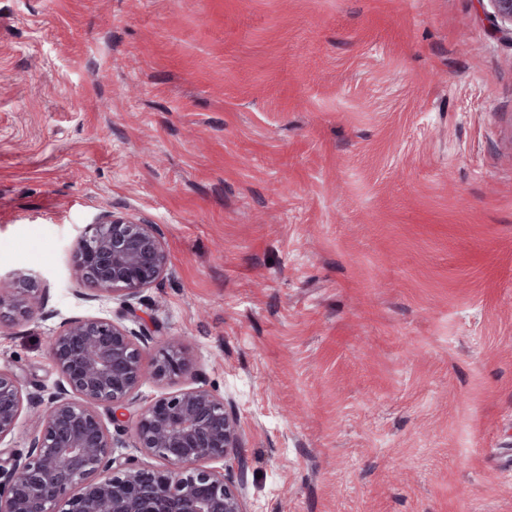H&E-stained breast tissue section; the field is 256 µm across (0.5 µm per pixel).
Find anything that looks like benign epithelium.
I'll return each mask as SVG.
<instances>
[{"instance_id": "7a95c632", "label": "benign epithelium", "mask_w": 512, "mask_h": 512, "mask_svg": "<svg viewBox=\"0 0 512 512\" xmlns=\"http://www.w3.org/2000/svg\"><path fill=\"white\" fill-rule=\"evenodd\" d=\"M492 24L512 34V0H478ZM168 255L155 224L104 212L85 225L74 255L75 275L89 298L117 301L119 319L72 318L51 336L48 353L62 375L47 397L24 391L0 367V439L23 412L39 429L23 456L0 465V512H245L244 482L232 479L242 447L233 405L203 386L162 396L131 418L130 406L147 377L190 372L192 360L172 338L147 369L142 346L151 339L124 321L139 320L134 301L166 270ZM42 310L36 281L16 277L0 289V322ZM132 428L134 448L154 457L152 468L114 449V435Z\"/></svg>"}]
</instances>
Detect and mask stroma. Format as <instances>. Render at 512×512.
<instances>
[{"label":"stroma","mask_w":512,"mask_h":512,"mask_svg":"<svg viewBox=\"0 0 512 512\" xmlns=\"http://www.w3.org/2000/svg\"><path fill=\"white\" fill-rule=\"evenodd\" d=\"M105 211L152 361L232 402L246 512H512V39L477 0H0V365L46 395ZM38 285L29 275H18L13 283V288H9L6 295L2 288L0 289V322L7 317L14 315L29 317L36 311L42 310V304L38 295ZM7 309L8 312L3 311ZM8 314V315H7Z\"/></svg>","instance_id":"1"}]
</instances>
